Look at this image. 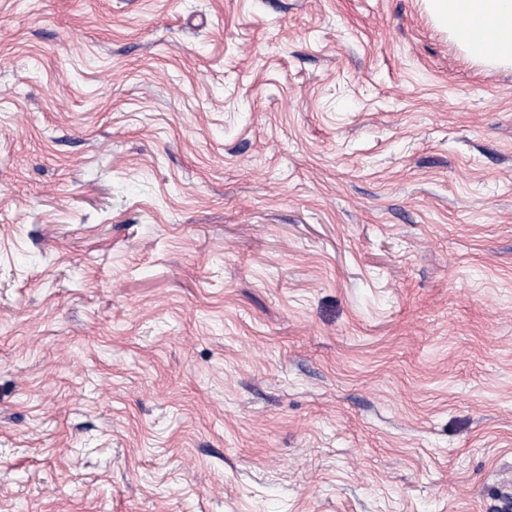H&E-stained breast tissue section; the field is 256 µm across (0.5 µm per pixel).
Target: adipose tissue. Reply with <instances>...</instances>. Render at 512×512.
I'll use <instances>...</instances> for the list:
<instances>
[{"label":"adipose tissue","mask_w":512,"mask_h":512,"mask_svg":"<svg viewBox=\"0 0 512 512\" xmlns=\"http://www.w3.org/2000/svg\"><path fill=\"white\" fill-rule=\"evenodd\" d=\"M430 16L449 33H456V15L476 19L459 42L477 61L512 65V0H425Z\"/></svg>","instance_id":"obj_1"}]
</instances>
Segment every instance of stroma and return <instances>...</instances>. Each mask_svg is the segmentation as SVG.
<instances>
[{
    "mask_svg": "<svg viewBox=\"0 0 512 512\" xmlns=\"http://www.w3.org/2000/svg\"><path fill=\"white\" fill-rule=\"evenodd\" d=\"M0 512H512V67L424 0H0Z\"/></svg>",
    "mask_w": 512,
    "mask_h": 512,
    "instance_id": "1",
    "label": "stroma"
}]
</instances>
